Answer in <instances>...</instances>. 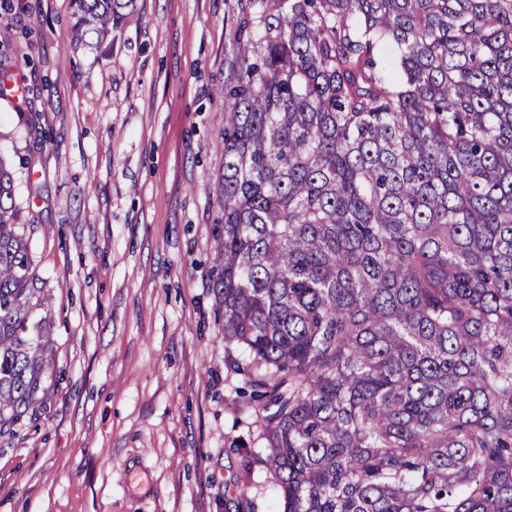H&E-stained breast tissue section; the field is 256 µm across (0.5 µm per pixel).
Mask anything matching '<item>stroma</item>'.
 <instances>
[{
  "label": "stroma",
  "instance_id": "1",
  "mask_svg": "<svg viewBox=\"0 0 512 512\" xmlns=\"http://www.w3.org/2000/svg\"><path fill=\"white\" fill-rule=\"evenodd\" d=\"M242 0H0V156L52 296L44 405L0 435V512H276L248 350L208 289L222 216L224 49ZM79 23L74 28L75 39L82 40L89 32L105 34L117 22L120 10L127 7L122 0H73Z\"/></svg>",
  "mask_w": 512,
  "mask_h": 512
}]
</instances>
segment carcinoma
<instances>
[{
    "mask_svg": "<svg viewBox=\"0 0 512 512\" xmlns=\"http://www.w3.org/2000/svg\"><path fill=\"white\" fill-rule=\"evenodd\" d=\"M227 55L209 288L281 512H512V0H246ZM13 188L0 434L54 366Z\"/></svg>",
    "mask_w": 512,
    "mask_h": 512,
    "instance_id": "1",
    "label": "carcinoma"
}]
</instances>
